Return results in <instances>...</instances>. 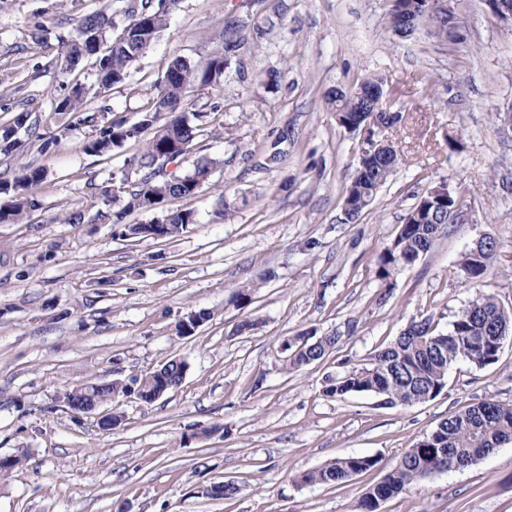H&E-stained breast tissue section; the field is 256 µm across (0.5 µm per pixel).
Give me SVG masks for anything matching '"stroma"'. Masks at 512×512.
I'll list each match as a JSON object with an SVG mask.
<instances>
[{
    "mask_svg": "<svg viewBox=\"0 0 512 512\" xmlns=\"http://www.w3.org/2000/svg\"><path fill=\"white\" fill-rule=\"evenodd\" d=\"M392 0H178L167 28L126 85L92 99L141 118L167 63L224 54L220 90L194 88L208 136L173 171L213 166L201 192L128 214L130 224L191 209L171 240L128 238L99 220L122 208L99 188L140 143L110 159L87 155L89 127L58 146L0 156V176L45 167L42 207L0 224V457L24 463L0 477V512H353L361 493L443 419L474 402L512 405V337L494 364L455 362L434 399L391 406L380 397H330L326 386L368 365L407 325L447 332L474 295L461 262L481 238L500 248L483 289L512 308V22L488 0H454L447 36L430 24L409 37L388 25ZM124 0H0V107L45 117L61 91L54 62L85 15L103 11L120 34ZM57 25L32 38L38 14ZM379 77L403 119L351 132L326 101L335 87ZM387 140L402 163L356 219L345 188L364 150ZM278 162H268L273 143ZM447 183L459 218L415 263L378 278L380 255L428 188ZM79 224L57 220L60 206ZM251 288L248 302L234 293ZM190 310L213 318L174 335ZM252 321L238 333L241 321ZM338 342L320 361L287 370L281 344L303 333ZM180 387L145 404L120 401V425L69 408L75 386L126 380L171 358ZM376 467L340 484L296 474L337 457ZM229 498L207 496L218 482ZM380 512H512V443L455 473H438L382 503Z\"/></svg>",
    "mask_w": 512,
    "mask_h": 512,
    "instance_id": "1",
    "label": "stroma"
}]
</instances>
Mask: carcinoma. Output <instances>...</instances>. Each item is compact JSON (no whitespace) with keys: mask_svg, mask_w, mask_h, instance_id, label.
I'll use <instances>...</instances> for the list:
<instances>
[{"mask_svg":"<svg viewBox=\"0 0 512 512\" xmlns=\"http://www.w3.org/2000/svg\"><path fill=\"white\" fill-rule=\"evenodd\" d=\"M178 0H127L124 14L127 23L119 38L108 36L114 22L100 12L87 14L75 33L64 41L56 60V67L73 76L67 93L58 96L52 104V113L68 117L67 122L55 123L41 143L47 151L58 143L73 125L91 128V135L83 143L85 153L98 157H111L112 150L129 141L145 139L143 151L130 161L135 179L126 191L127 202L113 213L101 217L124 226L135 237L169 240L182 234L189 225L196 223L195 212L180 209L167 214L163 220L150 224H123L128 213L143 209L142 199L154 195L162 202L167 198L186 199L195 196L207 182L209 162L196 164L193 171L184 175L164 172V166L185 155L183 151L169 153V143L177 137L193 146L203 128L190 124L189 118L202 116L200 112L187 116L192 108L189 92L196 86H219L224 75V54L218 53L199 64L182 58L171 60L163 77L157 82V94L144 105L142 119L130 124L122 117L110 118L112 110L102 107L101 113L87 112L90 88L78 77L80 65L91 66L102 94L112 87L125 83L133 65L143 55L148 42H154L166 29L170 13ZM336 112L347 115L368 110L366 99L355 93L341 98L328 99ZM37 126L30 123V113L18 112L12 121L0 126V155H11L24 147L21 135L36 134ZM402 161L396 149L391 148L382 156L363 160L356 168L345 191V203L358 213L372 203L374 196L366 193L371 178L389 177ZM47 171L42 167L22 166L10 180L0 178V223L15 224L28 211L41 207L36 189L44 182ZM458 197L453 192L439 196L422 206L419 215L407 214L401 233L392 248L379 259L378 277L390 281L392 272L399 266L417 261L432 246L439 229L456 217L454 210ZM499 245L490 238L470 249L463 257L462 267L471 282L482 281L492 268ZM418 322L409 324L406 332L394 341L379 347L371 356L369 366L339 378L326 388L330 396L349 393H371L387 399L390 405L410 406L436 398L444 389L448 369L459 359L479 367L493 364L498 359L499 348L475 341L489 336L501 341L512 335V311L502 306L491 293H477L456 316L451 329L424 333L416 330ZM336 344L334 336L313 335L304 337L303 350L287 345L285 366L299 369L322 359ZM166 374L148 378L150 372L136 377L142 385L143 396L154 402L180 386L184 379L183 367L167 360L161 365ZM126 397V386L114 382L92 383L66 394L67 404L76 409L86 403L99 406L109 400ZM512 439V406L493 400H483L442 420L423 440L404 451L400 461L376 484L368 487L359 497L355 512H375L378 496L398 495L420 480L436 473L450 471L456 461L472 460L483 450L488 452ZM377 460L369 456L338 457L322 467L301 473L297 481L304 484L342 483L355 474L369 470Z\"/></svg>","mask_w":512,"mask_h":512,"instance_id":"cac0c4a2","label":"carcinoma"}]
</instances>
